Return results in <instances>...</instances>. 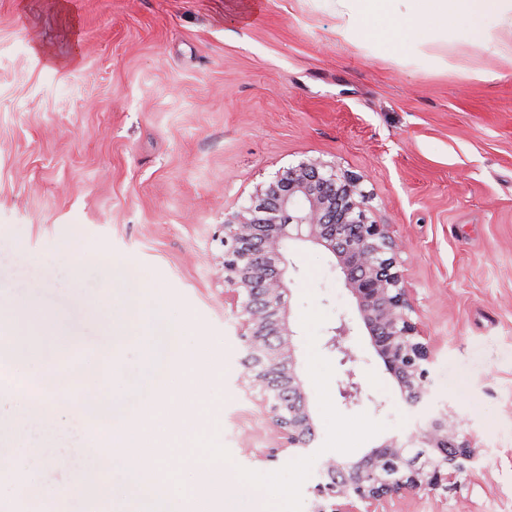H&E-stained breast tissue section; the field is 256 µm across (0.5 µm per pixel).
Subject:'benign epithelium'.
Returning <instances> with one entry per match:
<instances>
[{"mask_svg": "<svg viewBox=\"0 0 512 512\" xmlns=\"http://www.w3.org/2000/svg\"><path fill=\"white\" fill-rule=\"evenodd\" d=\"M359 184L357 177L322 162L302 161L255 196L249 207L224 221V282L234 298H242V378L260 389L279 436L266 456L272 463L282 461L290 448L307 446L313 432L296 374L294 332L284 313L287 261L282 246L287 240L309 242L333 254L371 344L405 400L416 402L426 392L433 350L410 316L409 289L398 270L402 244L389 225L370 219ZM331 332L327 346L341 355V363L355 362L346 344L351 328L342 320ZM339 395L349 407L363 400L362 383L351 368ZM463 424L448 407L405 441L387 439L357 462L326 461L321 470L325 480L316 492L329 507L318 512H358L357 501L376 505L455 479L479 452ZM448 446L454 448L451 455L444 451ZM335 472L345 473L346 479L327 478Z\"/></svg>", "mask_w": 512, "mask_h": 512, "instance_id": "1", "label": "benign epithelium"}]
</instances>
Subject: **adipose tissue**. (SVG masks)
<instances>
[{"mask_svg": "<svg viewBox=\"0 0 512 512\" xmlns=\"http://www.w3.org/2000/svg\"><path fill=\"white\" fill-rule=\"evenodd\" d=\"M337 17L347 33L397 46L403 55L418 58L430 34L426 21L445 27L453 25L478 35L487 34V21L496 18L512 23V0H336ZM417 37H410L411 29Z\"/></svg>", "mask_w": 512, "mask_h": 512, "instance_id": "1", "label": "adipose tissue"}]
</instances>
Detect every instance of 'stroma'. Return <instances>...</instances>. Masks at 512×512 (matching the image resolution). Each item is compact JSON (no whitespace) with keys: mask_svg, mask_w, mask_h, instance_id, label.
I'll return each mask as SVG.
<instances>
[{"mask_svg":"<svg viewBox=\"0 0 512 512\" xmlns=\"http://www.w3.org/2000/svg\"><path fill=\"white\" fill-rule=\"evenodd\" d=\"M336 0H0V282L14 310L101 283L94 253L128 287L166 289L224 358L220 406L232 464L269 473L275 440L242 381L241 302L219 270L224 221L288 167L311 159L360 177L369 216L405 245L413 322L429 337L427 392L410 405L376 354L324 248L289 242L285 304L316 444L327 437L308 373L307 304L327 315L316 349L346 321L369 400L349 408L383 431L355 461L445 407L480 448L448 488L405 492L377 512H512V26L438 33L428 63L343 35ZM66 48L59 69L34 41ZM451 56L454 68L437 64ZM80 256L73 279L61 253ZM313 302H306L305 293Z\"/></svg>","mask_w":512,"mask_h":512,"instance_id":"obj_1","label":"stroma"}]
</instances>
